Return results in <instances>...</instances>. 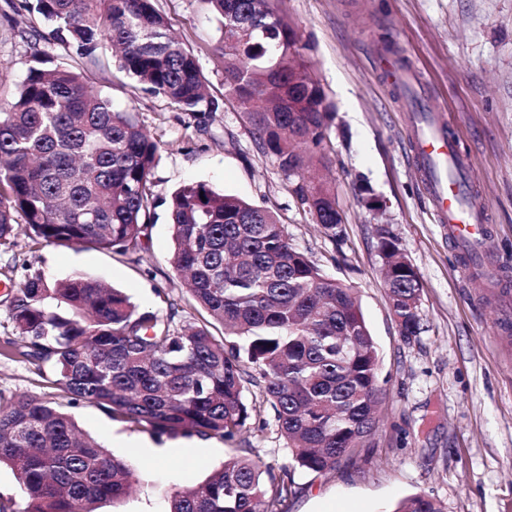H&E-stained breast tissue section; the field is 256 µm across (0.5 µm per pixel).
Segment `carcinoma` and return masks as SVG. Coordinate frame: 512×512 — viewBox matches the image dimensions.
I'll use <instances>...</instances> for the list:
<instances>
[{"label":"carcinoma","instance_id":"carcinoma-1","mask_svg":"<svg viewBox=\"0 0 512 512\" xmlns=\"http://www.w3.org/2000/svg\"><path fill=\"white\" fill-rule=\"evenodd\" d=\"M218 17L224 91L249 113L255 138L292 175L322 156L331 113L305 55L307 44L271 0H206ZM51 27L69 56L92 58L108 44L134 88L183 112H215L194 54L171 33L151 0H22ZM303 103L288 107V92ZM159 145L129 112L89 87L81 72L32 55L15 99L0 105V247L14 245L22 218L35 242L121 254L142 251L157 207L150 181ZM293 193L324 232L341 218L330 189L297 182ZM171 263L189 297L224 326L140 311L122 291L74 276L55 282L27 273L13 289L16 338L3 354L50 363L61 400L0 396V466L19 478L23 506L0 512H96L128 494L129 464L87 437L63 407L90 403L113 419L162 436L232 440L256 406L246 402V365L262 379L296 464L336 470L372 435L383 398L380 356L353 289L293 247L276 215L204 182L171 196ZM384 262L399 261L379 230ZM406 340L421 333V281L409 271L385 281ZM260 462L224 463L174 494L168 512H281L294 481L283 474L266 497ZM394 512H443L426 495Z\"/></svg>","mask_w":512,"mask_h":512}]
</instances>
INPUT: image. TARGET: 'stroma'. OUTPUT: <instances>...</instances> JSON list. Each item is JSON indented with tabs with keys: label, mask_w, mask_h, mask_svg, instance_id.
<instances>
[{
	"label": "stroma",
	"mask_w": 512,
	"mask_h": 512,
	"mask_svg": "<svg viewBox=\"0 0 512 512\" xmlns=\"http://www.w3.org/2000/svg\"><path fill=\"white\" fill-rule=\"evenodd\" d=\"M0 0V103L24 81L31 56L61 55L44 40L36 14ZM172 32L197 57L218 104L195 117L167 99L134 89L112 66L109 49L84 64L90 87L132 114L159 144L151 173L159 204L144 251L34 244L17 229L0 248V343L14 337L12 276L31 266L50 280L74 274L123 290L143 311L182 321L205 314L172 267L167 201L173 190L203 181L214 190L273 211L294 247L326 274L353 288L381 356L385 399L376 431L350 459L321 475L299 468L263 408L235 440L181 436L153 440L141 429L83 403L69 413L80 429L133 469V489L99 512H166L173 493L203 481L225 460L248 457L290 473L282 512H391L399 500L427 495L444 512H512V329L502 326L512 296V0H273L308 45L326 102L335 109L322 155L342 218L328 237L292 192L294 180L260 148L239 106L224 96L217 51L219 21L206 0H153ZM416 63L449 113L469 153L476 189L492 223L502 265L497 286L460 265L436 224L409 158L407 113L376 72L383 52ZM386 228L422 284L423 330L404 340L383 279L379 228ZM48 364L0 355V395L43 396ZM156 444L157 454L146 444Z\"/></svg>",
	"instance_id": "obj_1"
}]
</instances>
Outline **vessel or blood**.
<instances>
[{
	"mask_svg": "<svg viewBox=\"0 0 512 512\" xmlns=\"http://www.w3.org/2000/svg\"><path fill=\"white\" fill-rule=\"evenodd\" d=\"M378 66L398 90L401 103L426 94L419 70L397 56H383ZM410 152L422 167L425 190L437 223L446 225L448 238L465 265L484 271L496 269L499 260L490 245L486 209L469 196L472 180L470 159L457 149V131L438 112L412 117Z\"/></svg>",
	"mask_w": 512,
	"mask_h": 512,
	"instance_id": "b4317fda",
	"label": "vessel or blood"
}]
</instances>
